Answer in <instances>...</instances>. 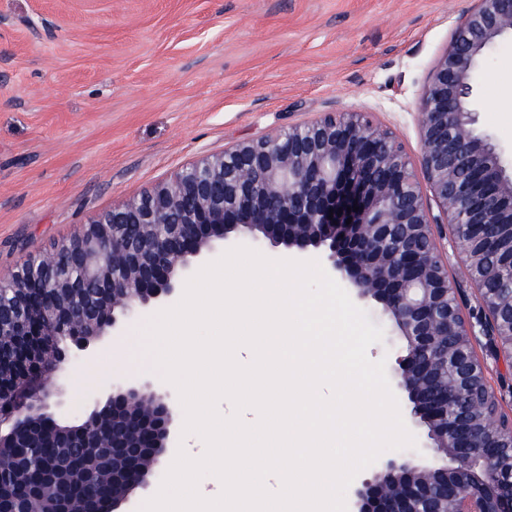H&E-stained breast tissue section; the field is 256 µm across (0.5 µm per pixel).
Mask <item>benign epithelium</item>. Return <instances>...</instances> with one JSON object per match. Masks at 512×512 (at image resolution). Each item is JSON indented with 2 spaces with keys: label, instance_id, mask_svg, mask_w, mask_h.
Here are the masks:
<instances>
[{
  "label": "benign epithelium",
  "instance_id": "1",
  "mask_svg": "<svg viewBox=\"0 0 512 512\" xmlns=\"http://www.w3.org/2000/svg\"><path fill=\"white\" fill-rule=\"evenodd\" d=\"M475 2L418 102L420 171L366 113L329 112L193 163L0 279V296H14L0 302V336L16 337L15 348L0 347V449L54 448L70 436L78 452L63 468L85 470L112 452L122 466L118 486L105 497L94 486L86 493L91 512H116L150 469L168 462L177 408L145 382L93 400L76 426L59 424L49 400L61 393L57 380L69 363L63 343L84 349L174 297L215 242L280 243L299 261L321 247L324 270L355 304H376L399 337L393 388L396 398L407 395L412 424L428 440L374 462L372 478L354 480L348 512H512V467L497 466L500 448L481 433L512 437V416L473 350L479 333L512 368V300L489 299L473 280L474 319L448 276L449 267L480 260L490 225L512 223V173L500 144L479 132L472 84L489 51L512 37V0ZM353 206L359 210L347 211ZM443 230L446 253L436 244ZM30 288L42 289V304L29 301ZM474 369L482 382L470 401L474 421L450 425L451 385Z\"/></svg>",
  "mask_w": 512,
  "mask_h": 512
}]
</instances>
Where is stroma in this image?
Instances as JSON below:
<instances>
[{
	"label": "stroma",
	"instance_id": "1",
	"mask_svg": "<svg viewBox=\"0 0 512 512\" xmlns=\"http://www.w3.org/2000/svg\"><path fill=\"white\" fill-rule=\"evenodd\" d=\"M474 0H0V278L185 166L326 112L370 113L411 165L417 104ZM479 129L512 166V39L474 79ZM156 307L70 347L51 411L74 423L124 380Z\"/></svg>",
	"mask_w": 512,
	"mask_h": 512
}]
</instances>
